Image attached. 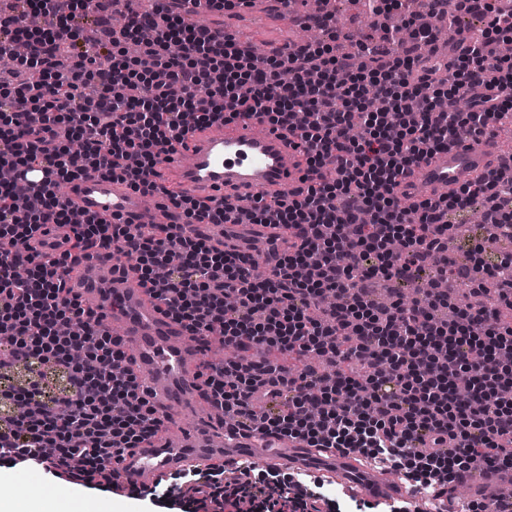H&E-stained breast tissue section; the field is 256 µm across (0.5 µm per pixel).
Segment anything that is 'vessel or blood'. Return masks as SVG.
Returning a JSON list of instances; mask_svg holds the SVG:
<instances>
[{"label":"vessel or blood","instance_id":"obj_1","mask_svg":"<svg viewBox=\"0 0 512 512\" xmlns=\"http://www.w3.org/2000/svg\"><path fill=\"white\" fill-rule=\"evenodd\" d=\"M174 157L178 189L200 190L217 200L244 192L284 200L307 174L304 153L255 117L190 131ZM488 169L483 151L460 145L435 153L408 178L404 192L420 200L434 189L459 187ZM71 196L79 211L101 218L134 224L153 221L146 196L124 182L87 177L76 183ZM175 231L184 236L206 234L219 246L226 242L221 224L180 223ZM69 285L84 302L106 313L109 325L118 327L119 342L129 351L126 364L141 392L168 419L164 439L133 449L113 464L112 482L147 488L182 469H231L239 460L252 458L283 470L308 465L374 496L391 493L386 478L361 473L349 450L326 449L311 460L299 444L274 436H233L220 429L185 427L183 417L201 401L200 360L207 349L219 346V339L192 335L167 317L148 289L132 286L129 271L107 251L96 250L83 259ZM470 481L478 495L489 490L501 498L512 495V469L486 467L471 475Z\"/></svg>","mask_w":512,"mask_h":512}]
</instances>
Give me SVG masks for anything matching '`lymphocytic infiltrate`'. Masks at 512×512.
Wrapping results in <instances>:
<instances>
[{"label": "lymphocytic infiltrate", "mask_w": 512, "mask_h": 512, "mask_svg": "<svg viewBox=\"0 0 512 512\" xmlns=\"http://www.w3.org/2000/svg\"><path fill=\"white\" fill-rule=\"evenodd\" d=\"M0 14V56L26 45L0 79V375L35 369L24 388L0 384V463L39 466L66 483L110 490L104 473L126 452L157 441L162 421L140 395L125 353L99 314L69 288L88 251L133 256L141 285L196 336L222 327L224 341L291 358L318 354L334 370L283 373L277 362L235 358L208 365L206 400L247 431L309 448L356 451L422 485L453 483L475 457L512 468V322L497 307L449 306L436 288L411 303L376 306L371 280L411 281L422 269L447 278L449 213L484 202L489 223L512 232V167L500 166L445 195L406 208L400 189L431 156L493 136L512 121V66L496 52L512 39V11L495 0H457L486 24L453 55L430 65L437 25L420 17L410 39L390 29L338 57L335 15H314L325 37L288 56L256 57L232 37L188 24L156 0L113 31L105 0H17ZM101 36L89 46L83 31ZM138 42L127 56L123 45ZM94 86L86 94L85 86ZM258 116L305 147L309 176L286 202L259 199L255 224L292 232L288 251L256 261L167 224L114 223L78 213L60 184L94 172L163 196L189 224H235L237 201L165 191L157 167L190 127ZM43 182L16 190L32 166ZM54 235V251L37 250ZM65 373L63 396L45 399L36 372ZM470 397L457 394L460 379ZM287 392L288 405L259 415L258 392ZM155 495L167 512H321L325 497L276 471L261 482L228 481L223 468L188 472Z\"/></svg>", "instance_id": "lymphocytic-infiltrate-1"}]
</instances>
